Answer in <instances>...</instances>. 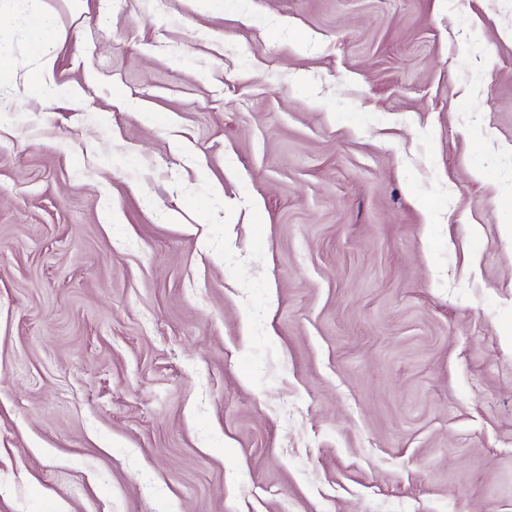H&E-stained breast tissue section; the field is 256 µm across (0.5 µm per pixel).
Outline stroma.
I'll return each instance as SVG.
<instances>
[{"label": "stroma", "mask_w": 512, "mask_h": 512, "mask_svg": "<svg viewBox=\"0 0 512 512\" xmlns=\"http://www.w3.org/2000/svg\"><path fill=\"white\" fill-rule=\"evenodd\" d=\"M44 7L0 512H512V0Z\"/></svg>", "instance_id": "35a3bbf8"}]
</instances>
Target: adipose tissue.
Here are the masks:
<instances>
[{
  "instance_id": "1",
  "label": "adipose tissue",
  "mask_w": 512,
  "mask_h": 512,
  "mask_svg": "<svg viewBox=\"0 0 512 512\" xmlns=\"http://www.w3.org/2000/svg\"><path fill=\"white\" fill-rule=\"evenodd\" d=\"M10 16L27 33L35 64L19 71L9 43L0 35V75H19L25 91L36 96L57 93L53 81L56 44V21L41 7V0H0V16Z\"/></svg>"
}]
</instances>
